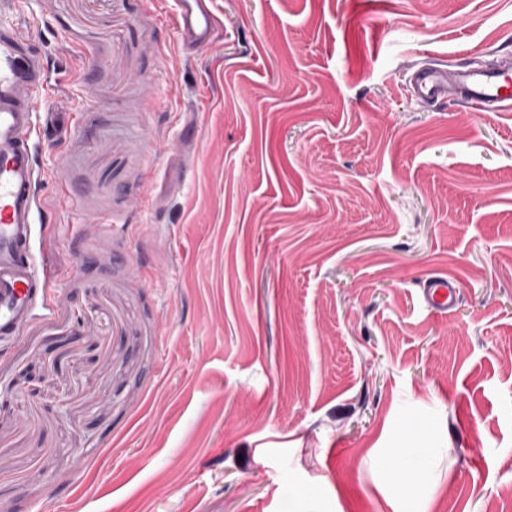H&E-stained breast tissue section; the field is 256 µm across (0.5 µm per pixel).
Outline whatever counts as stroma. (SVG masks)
<instances>
[{"instance_id":"stroma-1","label":"stroma","mask_w":512,"mask_h":512,"mask_svg":"<svg viewBox=\"0 0 512 512\" xmlns=\"http://www.w3.org/2000/svg\"><path fill=\"white\" fill-rule=\"evenodd\" d=\"M174 9L20 0L57 280L0 343V512H512V103L414 85L512 59V0H214L188 52ZM421 94L426 98L446 96L452 90L448 86L445 74L439 70H426L419 88ZM458 286L443 278H433L429 281L426 292V299L429 305L436 312L449 311L454 305V298ZM420 445L410 438H405L396 443L395 448H389L385 455V464L388 468L395 469V480L400 485H410L420 482L425 477V471L415 462L414 456H428L430 448H416Z\"/></svg>"}]
</instances>
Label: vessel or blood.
Here are the masks:
<instances>
[{
    "instance_id": "vessel-or-blood-1",
    "label": "vessel or blood",
    "mask_w": 512,
    "mask_h": 512,
    "mask_svg": "<svg viewBox=\"0 0 512 512\" xmlns=\"http://www.w3.org/2000/svg\"><path fill=\"white\" fill-rule=\"evenodd\" d=\"M15 0H0V341L18 338L37 304L47 303L52 278L37 268L30 253L33 225L42 214L36 193L39 167L34 146L39 139L38 111L48 91L45 61L27 49L13 20ZM211 0H179L175 28L182 45L202 50L213 43L218 20ZM458 87L470 104L489 112L512 100L508 70H461L447 80L439 70L423 74L420 92L435 98ZM457 292L443 278L429 281L426 298L432 309L449 311Z\"/></svg>"
}]
</instances>
